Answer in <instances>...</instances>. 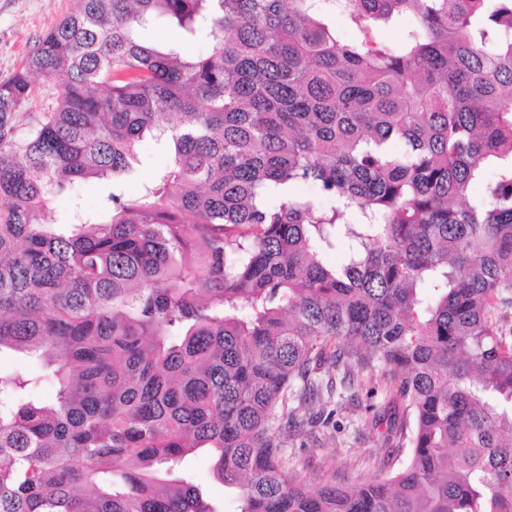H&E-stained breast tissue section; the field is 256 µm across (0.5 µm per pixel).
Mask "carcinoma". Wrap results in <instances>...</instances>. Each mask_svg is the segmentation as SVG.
I'll list each match as a JSON object with an SVG mask.
<instances>
[{"label": "carcinoma", "instance_id": "carcinoma-1", "mask_svg": "<svg viewBox=\"0 0 512 512\" xmlns=\"http://www.w3.org/2000/svg\"><path fill=\"white\" fill-rule=\"evenodd\" d=\"M511 308L512 0H75L0 80V353L57 383L0 372V512H214L199 448L240 512H512ZM363 373L409 458L311 490L288 440ZM36 92L27 105V109L31 111H38L45 104L46 100L52 94H57L59 87L57 80L53 78L38 77L35 81ZM137 152L141 160L136 177L124 184L127 193H137L153 172L167 161V153L149 135L138 143ZM0 371L3 373L22 371L33 375H42L47 372L46 368L40 362L8 350L1 353ZM185 475L202 493L205 502L218 512H238V491L224 487L213 474V459L205 450L189 456L185 462Z\"/></svg>", "mask_w": 512, "mask_h": 512}]
</instances>
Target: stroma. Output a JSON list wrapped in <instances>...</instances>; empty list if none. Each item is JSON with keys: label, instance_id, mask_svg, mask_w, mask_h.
Listing matches in <instances>:
<instances>
[{"label": "stroma", "instance_id": "stroma-1", "mask_svg": "<svg viewBox=\"0 0 512 512\" xmlns=\"http://www.w3.org/2000/svg\"><path fill=\"white\" fill-rule=\"evenodd\" d=\"M75 0H0V80L13 75L35 41L74 7ZM382 392L360 393L344 400L328 427L288 443L289 468L308 486L326 482L355 485L391 476L385 426L368 424V404H383ZM185 475L215 512H239L237 490L224 487L213 474V459L204 450L189 456Z\"/></svg>", "mask_w": 512, "mask_h": 512}]
</instances>
